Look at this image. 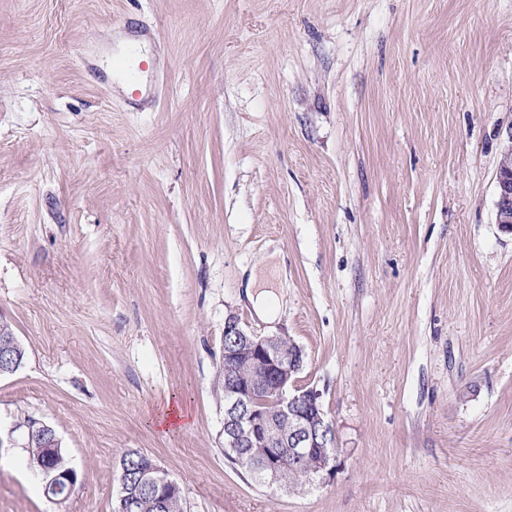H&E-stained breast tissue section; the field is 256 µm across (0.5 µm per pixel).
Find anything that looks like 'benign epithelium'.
Wrapping results in <instances>:
<instances>
[{"label":"benign epithelium","instance_id":"7a95c632","mask_svg":"<svg viewBox=\"0 0 512 512\" xmlns=\"http://www.w3.org/2000/svg\"><path fill=\"white\" fill-rule=\"evenodd\" d=\"M496 224L512 234V127L507 132L495 174ZM224 336L232 341L224 346V367L235 366L244 358L245 374L224 375V452L235 454L245 463V448H264L265 456L257 472L274 494L288 490L296 466L307 463V473L318 485L334 478L340 466L336 433L320 393L298 384L305 363V352L293 339L281 335H260L244 328L235 315L224 320ZM22 345L11 335L0 339V377L14 374L23 363ZM35 446L39 452L26 456L30 469L42 477L46 498L61 502L82 486L81 475L73 466L62 468L57 458L63 450L56 430L41 419H32L27 432L12 425L0 434V448ZM144 485L154 495L158 512L180 496L177 484L159 465L151 462L143 471ZM139 489L129 484L125 467H120L119 490L113 512H136Z\"/></svg>","mask_w":512,"mask_h":512}]
</instances>
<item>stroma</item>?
<instances>
[{"label": "stroma", "mask_w": 512, "mask_h": 512, "mask_svg": "<svg viewBox=\"0 0 512 512\" xmlns=\"http://www.w3.org/2000/svg\"><path fill=\"white\" fill-rule=\"evenodd\" d=\"M153 58L131 99L103 62ZM512 0H0V512H112L151 456L184 512H512ZM282 252L274 322L243 269ZM303 347L341 465L275 496L224 458V320ZM186 429L154 421L167 401ZM495 174L496 179V224L503 232L512 235V126L507 132ZM2 334L5 336H9L5 339H0V378L2 376L13 375L23 363L21 358L23 349L20 341L17 336L14 335H6L12 334V332L5 326L3 327ZM5 336H1L0 338H4ZM4 354H9L10 361L7 364L1 365V356ZM31 420L30 415H24L15 419V424L24 427ZM9 448H32V444L39 448V452L29 453L26 456L30 469L42 477L43 490L46 498L53 502H61L72 497L82 486L81 475L74 466L60 468L56 459L60 458L62 440L56 430L41 419L33 418L27 425V432L20 433L14 423L7 432L2 435L0 429V448L4 444ZM64 495L61 496V492ZM141 457L135 455H124V463H120V477H119V490L113 506V512H157L154 500L150 495H144L140 504L139 489L138 487L128 484L126 478V471L128 477L136 478L142 470ZM125 464V467H124ZM126 468V470H125Z\"/></svg>", "instance_id": "1"}]
</instances>
